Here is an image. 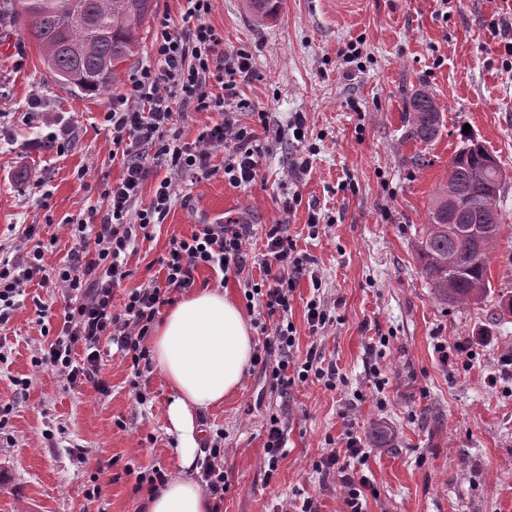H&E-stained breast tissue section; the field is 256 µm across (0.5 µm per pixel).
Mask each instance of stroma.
I'll return each instance as SVG.
<instances>
[{"label": "stroma", "mask_w": 512, "mask_h": 512, "mask_svg": "<svg viewBox=\"0 0 512 512\" xmlns=\"http://www.w3.org/2000/svg\"><path fill=\"white\" fill-rule=\"evenodd\" d=\"M184 8V0H156L124 74L151 60L157 19L181 25ZM209 21L225 51L252 56L253 76L238 87L247 103L239 124L260 131L265 113L280 138L267 143L251 183L229 184L220 151L208 175L180 182L163 224L130 255L125 285L147 283L170 240L191 235L211 213L249 225L258 254L270 227L281 225L314 270L297 284L288 314L295 359L314 347L322 367L337 371L335 388L312 376L283 394L251 366L238 391L201 411L205 434L224 433L221 512H300L307 499L318 512H349L341 472L318 468L333 451L366 478L362 512H512V316H497L501 293L512 292V63L498 33L512 23V0H282L261 25L243 0H214ZM26 24L0 25V245L17 244L19 225H37L53 243L45 257L53 270L71 257L67 223L102 205L123 166L104 120L111 93L55 84ZM351 43L362 55L350 63L342 50ZM37 89L45 103L33 122ZM420 89L445 108L442 132L428 144L413 138L405 118ZM299 115L301 140L291 129ZM62 126L73 135L59 147L49 138ZM466 126L506 168L500 207L508 229L490 260L488 298L443 306L414 246ZM295 193L301 203L285 208ZM315 297L333 319L316 334L306 308ZM39 301L63 309L61 296L33 283L0 326V512H141L129 469L178 474L164 416L170 390L159 372L146 373L147 401L135 403L130 362L112 343L102 346L105 396L89 385L69 389L35 367L45 342ZM461 342L468 352L456 351ZM273 417L286 445L272 470L264 444ZM47 429L53 441L44 440ZM350 435L366 457L349 458ZM107 461L111 469L97 472ZM96 480L103 493L87 497Z\"/></svg>", "instance_id": "1"}]
</instances>
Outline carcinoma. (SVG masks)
Segmentation results:
<instances>
[{"label": "carcinoma", "mask_w": 512, "mask_h": 512, "mask_svg": "<svg viewBox=\"0 0 512 512\" xmlns=\"http://www.w3.org/2000/svg\"><path fill=\"white\" fill-rule=\"evenodd\" d=\"M281 0H245L254 22L273 17ZM3 13L28 19L27 33L39 45L44 66L65 88L78 80L86 95H98L121 84V65L137 46L139 26L153 13L154 0H3ZM444 108L420 91L410 101L408 121L413 137L434 141L443 126ZM508 176L495 155L468 132L460 133L448 179L440 185L428 212L423 238L416 245L422 277L444 305L477 304L492 290L490 255L504 225L501 218L479 238L462 236L448 224L457 213L469 224H482L480 201L498 212Z\"/></svg>", "instance_id": "carcinoma-1"}]
</instances>
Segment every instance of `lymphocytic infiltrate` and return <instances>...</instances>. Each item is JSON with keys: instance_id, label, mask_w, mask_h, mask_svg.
Masks as SVG:
<instances>
[{"instance_id": "1", "label": "lymphocytic infiltrate", "mask_w": 512, "mask_h": 512, "mask_svg": "<svg viewBox=\"0 0 512 512\" xmlns=\"http://www.w3.org/2000/svg\"><path fill=\"white\" fill-rule=\"evenodd\" d=\"M182 27L168 18L157 23L152 59L128 78L126 92L112 99L106 115L112 144L121 153L123 175L108 186L103 208L88 210L85 218L69 226L75 242L69 264L59 268L53 285L64 294L66 305L54 341L37 349L35 366L50 368L69 387L93 385L98 393L108 388L101 378V344H116L131 359V394L144 403L139 380L147 372L149 356L144 346L153 322L171 293L190 291L193 272L207 267L221 273L242 274L252 263H259L260 284H248L244 296L257 302L267 316L277 317L275 334L262 346L255 363L276 352L277 362L270 370L273 386L285 390L308 375L324 378L315 351H308L303 363H296L293 349L295 328L288 322L291 296L297 282L309 275L308 259L279 225L266 234L261 259H254L246 246L247 229L242 224H202L190 237L172 239L168 254L159 264L163 280H149L127 292L121 306H114L115 288L132 275L128 267L130 251L138 238H151L157 224L163 223L179 182L206 175L215 152L224 154V172L230 183L252 182L259 169L261 147L255 135L224 118L203 131L194 144L181 140L175 114L203 112L213 105L210 84L218 82L224 92L225 107L236 108L239 82L253 74L251 57L238 51L224 52L223 37L206 18L212 0H185ZM166 169L150 203L135 209L144 182L153 168ZM36 225H26L23 239L9 259L0 258V325L9 322L17 298L45 272L44 245L36 241ZM201 483L214 507L224 502V448L220 438L208 445V456L201 467Z\"/></svg>"}]
</instances>
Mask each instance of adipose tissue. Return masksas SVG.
Instances as JSON below:
<instances>
[{
	"mask_svg": "<svg viewBox=\"0 0 512 512\" xmlns=\"http://www.w3.org/2000/svg\"><path fill=\"white\" fill-rule=\"evenodd\" d=\"M151 345L171 392L165 417L176 436L179 473L145 497L144 512H211L212 501L192 474L200 437L196 416L239 388L254 352L251 327L223 289L204 288L166 312Z\"/></svg>",
	"mask_w": 512,
	"mask_h": 512,
	"instance_id": "1",
	"label": "adipose tissue"
}]
</instances>
